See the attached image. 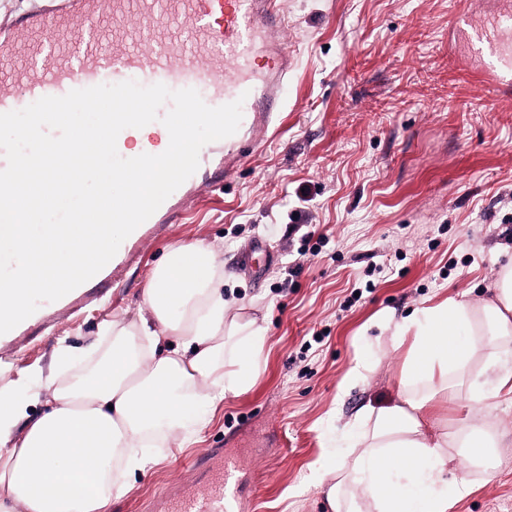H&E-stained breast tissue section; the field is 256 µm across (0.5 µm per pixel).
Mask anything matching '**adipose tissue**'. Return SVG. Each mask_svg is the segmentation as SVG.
Returning a JSON list of instances; mask_svg holds the SVG:
<instances>
[{
  "label": "adipose tissue",
  "mask_w": 512,
  "mask_h": 512,
  "mask_svg": "<svg viewBox=\"0 0 512 512\" xmlns=\"http://www.w3.org/2000/svg\"><path fill=\"white\" fill-rule=\"evenodd\" d=\"M229 308L215 248L177 244L151 271L135 316L102 321L86 348L59 346L49 373L0 383V440L15 441L0 447V512H109L126 476L151 465L147 447L193 441L264 361L261 329ZM388 343L405 351L397 402L367 407L312 481L330 512H448L494 443L486 423L450 433L434 413L512 392V262L493 301L422 305L393 324Z\"/></svg>",
  "instance_id": "1"
}]
</instances>
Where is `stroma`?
I'll return each mask as SVG.
<instances>
[{"label":"stroma","mask_w":512,"mask_h":512,"mask_svg":"<svg viewBox=\"0 0 512 512\" xmlns=\"http://www.w3.org/2000/svg\"><path fill=\"white\" fill-rule=\"evenodd\" d=\"M292 55L288 103L221 185L185 197L186 222L145 224L84 287L40 305L0 338V381L48 370L59 342L84 347L103 320L132 316L173 245L221 246L224 294L265 328V362L187 448L156 464L111 512H160L206 492L196 457L224 451L242 512H330L311 475L329 440L367 405L397 400L404 350L364 384L341 383L366 347L423 303L494 297L512 257V96L489 98L453 47L457 0H280ZM263 244L267 259L253 248ZM490 422L504 442L494 476L448 512H512V402L443 405L439 426Z\"/></svg>","instance_id":"1"}]
</instances>
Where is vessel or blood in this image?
I'll return each instance as SVG.
<instances>
[{
    "label": "vessel or blood",
    "mask_w": 512,
    "mask_h": 512,
    "mask_svg": "<svg viewBox=\"0 0 512 512\" xmlns=\"http://www.w3.org/2000/svg\"><path fill=\"white\" fill-rule=\"evenodd\" d=\"M88 27L76 30L75 20ZM452 25L478 61L489 96L512 93V0ZM275 0H42L0 27V113L44 96L134 80L193 88L212 107L243 102L225 151L268 130L288 98L291 57ZM224 477L204 495L179 494L166 512H229Z\"/></svg>",
    "instance_id": "vessel-or-blood-1"
}]
</instances>
